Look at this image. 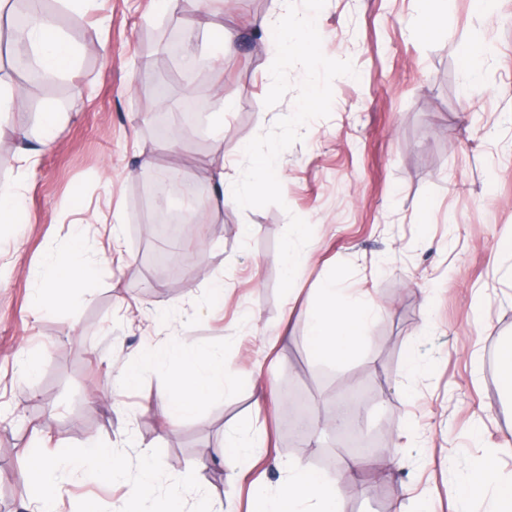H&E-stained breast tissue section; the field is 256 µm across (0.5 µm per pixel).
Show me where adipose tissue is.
Segmentation results:
<instances>
[{"label":"adipose tissue","mask_w":512,"mask_h":512,"mask_svg":"<svg viewBox=\"0 0 512 512\" xmlns=\"http://www.w3.org/2000/svg\"><path fill=\"white\" fill-rule=\"evenodd\" d=\"M31 20L25 30L35 59L50 78L70 73L81 55L75 45L58 26L55 18L43 14L38 5H31ZM278 32L284 53L311 57L318 52L317 16L304 15L297 23L280 17L272 22ZM278 152L269 149L249 155L246 180L230 183L223 164L209 169V180L214 193L209 203L213 207L234 205L247 207L258 195L275 190L279 184ZM95 264L91 262L82 244H75L68 257L44 274L43 304L56 309L63 305L75 289L84 287L92 277ZM374 313L372 302L364 297L348 296L335 282H323L307 311L306 341L317 357L343 362L356 355L363 333ZM155 359L170 361L174 374L167 388L165 408L171 420L196 416L202 405L212 396L216 385L226 383L224 359L207 352L196 344L184 341L175 346L158 345ZM59 463L49 455L36 457L32 470L22 476L25 495L38 506V512H49L61 497L65 485L59 475ZM358 462L343 465L338 477L320 473L303 463L295 464L288 483L278 502H270L263 492H256L251 512H343L336 494L337 481L356 482ZM488 496L490 512H512V480H501L495 475L494 461L485 457L477 460L463 479L459 495Z\"/></svg>","instance_id":"adipose-tissue-1"}]
</instances>
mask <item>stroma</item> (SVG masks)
I'll return each mask as SVG.
<instances>
[{"label": "stroma", "mask_w": 512, "mask_h": 512, "mask_svg": "<svg viewBox=\"0 0 512 512\" xmlns=\"http://www.w3.org/2000/svg\"><path fill=\"white\" fill-rule=\"evenodd\" d=\"M304 8L303 0H216L234 48L219 52L201 31L195 49L206 63L222 55V77L207 76L204 90L222 86L237 106L165 141L152 137L148 118L190 91L158 50L166 30L190 27L181 7L56 6L84 48L76 68L51 89L27 86L19 73L0 77L25 100L18 130L0 133V184H19L23 212L22 223L0 224V484L11 489L0 512H34L17 486L40 451L64 462L58 512H79L89 498L100 512H119L127 482L149 463L156 502L196 512L205 499L248 512L255 487L278 500L290 466L323 452L322 443L282 435L289 388L319 406L362 377L373 387L361 407L365 431L383 444L357 486L337 482L345 512H412L419 498L432 512H455L451 489L479 456L512 475V398L496 377L498 343L512 340V0H496L488 14L473 0H447L425 40L415 31L427 23V0H319L313 65L254 27ZM477 36L491 54L472 82L461 48ZM148 68L164 73L167 100L142 89ZM312 78L322 99L310 107ZM48 105L65 121L42 148ZM246 143L277 147L279 186L246 209L204 207L197 231L170 245L177 267L160 270L159 246L145 238L144 160L203 182L220 144L225 172L238 179ZM32 149L35 165L20 168ZM76 195L86 204L80 215L69 208ZM422 199L433 204L425 225L415 213ZM78 222L89 256L108 249L114 262L61 309H39L37 273L68 254ZM295 224L307 231L288 282L279 257ZM327 279L376 307L358 355L341 363L314 356L305 340L306 307ZM218 283L224 298L213 306ZM481 324L490 335H478ZM183 338L221 352L233 387L216 386L197 417L178 423L163 416L168 366L145 369L112 399L130 354ZM412 359L423 373L409 372ZM239 426L257 444L241 472L223 453L225 433ZM91 441L110 449L123 481L91 484L69 465Z\"/></svg>", "instance_id": "35a3bbf8"}]
</instances>
